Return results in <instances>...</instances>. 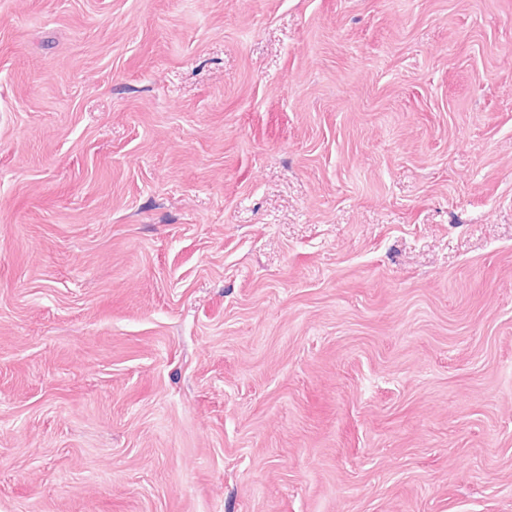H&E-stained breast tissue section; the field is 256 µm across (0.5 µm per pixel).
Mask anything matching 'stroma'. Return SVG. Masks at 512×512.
Segmentation results:
<instances>
[{
  "label": "stroma",
  "instance_id": "35a3bbf8",
  "mask_svg": "<svg viewBox=\"0 0 512 512\" xmlns=\"http://www.w3.org/2000/svg\"><path fill=\"white\" fill-rule=\"evenodd\" d=\"M0 512H512V0H0Z\"/></svg>",
  "mask_w": 512,
  "mask_h": 512
}]
</instances>
